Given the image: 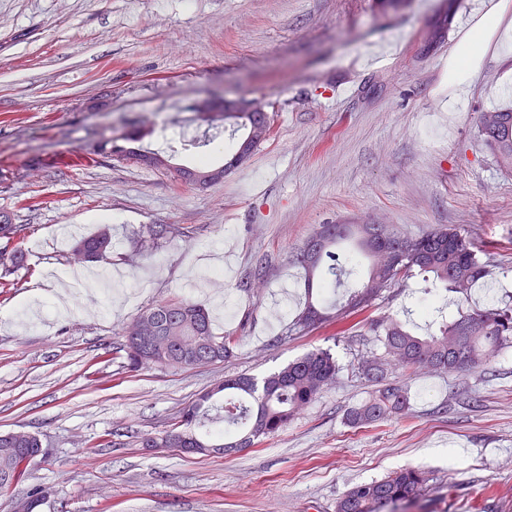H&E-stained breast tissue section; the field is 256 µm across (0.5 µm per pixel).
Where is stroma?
Returning <instances> with one entry per match:
<instances>
[{
  "label": "stroma",
  "mask_w": 512,
  "mask_h": 512,
  "mask_svg": "<svg viewBox=\"0 0 512 512\" xmlns=\"http://www.w3.org/2000/svg\"><path fill=\"white\" fill-rule=\"evenodd\" d=\"M481 0H0V211L23 230L27 265L0 278V433L36 434L45 453L0 494V512L31 486L42 512H336L351 486L402 466L428 472L448 512H512V347L488 368L389 369L409 390L398 418L344 421L370 385L355 366L381 352L371 334L292 331L305 303L288 254L322 224H388L416 237L448 225L495 269L450 312L499 306L512 293V177L478 132L512 83V8L478 21L480 56L464 70V11ZM401 45L384 68L354 60ZM267 106L270 138L223 181L200 188L165 169L94 153L145 118V147L197 130L196 102ZM67 224L112 227L118 262L95 264L75 310L61 308L74 260ZM168 224L151 260L138 232ZM421 278L381 293L369 317L424 326ZM189 299L215 332L237 337L228 361L124 368L112 355L146 307ZM330 350L336 383L283 431L248 450L185 455L149 448L225 377L263 376Z\"/></svg>",
  "instance_id": "35a3bbf8"
}]
</instances>
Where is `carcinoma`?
I'll return each instance as SVG.
<instances>
[{"label":"carcinoma","mask_w":512,"mask_h":512,"mask_svg":"<svg viewBox=\"0 0 512 512\" xmlns=\"http://www.w3.org/2000/svg\"><path fill=\"white\" fill-rule=\"evenodd\" d=\"M226 122L241 125L246 135L237 149L250 154L267 139L270 125L257 112H222ZM479 132L493 152L500 170L512 176V109L482 112ZM154 133L141 123L132 130L99 146V152L123 159H139L142 164L160 168L168 157L138 145ZM238 154L223 165L213 167L201 156L195 167L174 168V178L188 182L204 177L202 186L224 179L235 167ZM167 224H149L142 232L147 244L145 256L153 255L169 240ZM321 242L312 249L302 246L289 255V263L305 272L306 302L295 316L292 329L309 331L325 324H337L339 333L351 330L350 322L361 316L383 290L413 276V272L433 275L434 283L466 297L481 280L494 275L492 265L477 254V247L456 229L448 226L418 237H405L386 224H322L314 231ZM376 247L399 251L395 259L379 258ZM72 253H82L86 262L112 258V229L102 225L89 237L76 241ZM369 261L368 275L341 307L331 300L336 278L351 262ZM382 343L384 353L358 362V373L371 386L368 398L351 407L346 422L361 428L407 412L410 397L406 387L387 382L388 368L406 371L430 369L434 372L487 368L497 354L512 344V304L475 309L458 317L441 319L427 336L409 330L398 318L382 316L367 321ZM125 341L118 351L132 371L149 365L192 367L197 359L223 362L234 355L236 337L218 336L208 311L188 299H174L143 310L126 328ZM133 336H153L156 345L167 344L165 355L157 348L135 346ZM340 367L327 349L316 348L288 362L279 370L258 379L241 375L226 379L192 402L174 423L181 430L184 448L207 454L213 448L224 454L252 448L262 439L285 429L291 420L329 385L336 382ZM42 444L34 435L0 434V491L18 483L23 472L40 455ZM429 477L415 467L392 471L381 479L351 486L337 501L336 512H395L397 506L425 495ZM39 487H32L18 498L25 512H41Z\"/></svg>","instance_id":"1"}]
</instances>
